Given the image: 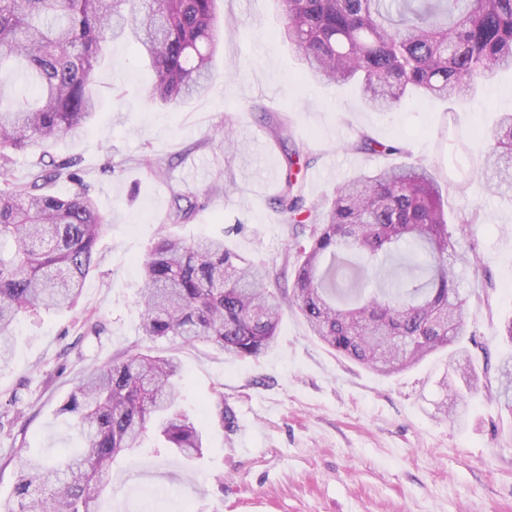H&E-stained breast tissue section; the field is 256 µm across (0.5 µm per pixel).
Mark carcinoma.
I'll return each mask as SVG.
<instances>
[{
	"label": "carcinoma",
	"mask_w": 512,
	"mask_h": 512,
	"mask_svg": "<svg viewBox=\"0 0 512 512\" xmlns=\"http://www.w3.org/2000/svg\"><path fill=\"white\" fill-rule=\"evenodd\" d=\"M217 0H0V69H19L18 90H0V361L20 314L72 307L94 264L107 220L83 191L61 197L43 185L76 179L50 149L88 129L97 109L95 74L108 45L130 38L155 72L151 97L182 104L208 90L221 43ZM286 15L273 36L317 83L353 82L378 111L409 92L466 102L479 84L512 69V0H275ZM284 126L269 125L287 165L277 211L292 226L299 260L292 296L311 335L369 370L398 374L448 350L441 384L458 397L485 389L512 415V353L497 377L477 367L462 339L468 299L457 269L477 267L449 230L436 173L418 163L359 173L308 206ZM459 183L486 176L493 193L512 192V112L502 113L490 148L475 158L448 143ZM355 149L395 154L393 142L363 136ZM37 151L43 168L16 183L7 164ZM142 335L206 341L236 359L273 348L281 304L268 269L221 238L186 242L164 234L142 261ZM185 375L175 357L129 352L89 370L60 413L82 446L56 459L25 457L0 512H98L112 464L156 427L154 452L202 455V431L180 410Z\"/></svg>",
	"instance_id": "1"
}]
</instances>
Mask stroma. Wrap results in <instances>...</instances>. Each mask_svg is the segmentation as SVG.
<instances>
[{
    "label": "stroma",
    "mask_w": 512,
    "mask_h": 512,
    "mask_svg": "<svg viewBox=\"0 0 512 512\" xmlns=\"http://www.w3.org/2000/svg\"><path fill=\"white\" fill-rule=\"evenodd\" d=\"M220 14L224 39L206 95L160 105L147 63L131 42L113 41L96 75L100 107L88 130L51 149L80 179L49 183L47 192L86 190L107 225L76 306L20 316L13 355L0 363V502L11 499L23 456L50 459L80 447L59 412L74 383L122 353L148 350L181 363L182 405L207 447L189 462L147 448L119 457L101 512H146L162 487L157 512H512V420L480 392L452 402L440 386L447 352L381 376L323 345L291 309L275 348L256 359L141 335L140 263L163 229L188 242L224 239L239 256L281 272L290 226L274 200L286 168L268 124L282 120L307 152L301 175L310 202L364 171L434 168L449 186L454 236L480 263L460 292L490 289L488 301L469 304L465 343L479 362L508 350L499 331L512 316V197L491 194L476 174L449 185L448 133L459 130L473 152L485 150L484 132L512 109V71L498 73L494 89L466 110L426 97L380 112L365 106L355 84L307 76L270 36L281 21L272 0H221ZM364 134L404 151L353 150ZM182 200L195 209L178 220ZM475 208L479 223H467ZM217 390L233 428L211 404Z\"/></svg>",
    "instance_id": "stroma-1"
}]
</instances>
